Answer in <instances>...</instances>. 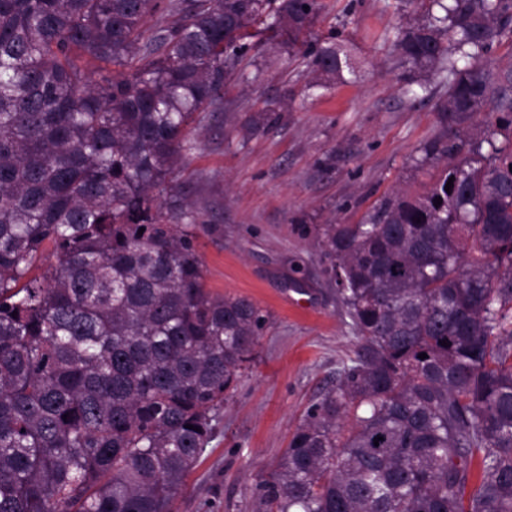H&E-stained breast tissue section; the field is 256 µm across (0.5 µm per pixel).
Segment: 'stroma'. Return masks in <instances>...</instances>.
<instances>
[{"label": "stroma", "mask_w": 512, "mask_h": 512, "mask_svg": "<svg viewBox=\"0 0 512 512\" xmlns=\"http://www.w3.org/2000/svg\"><path fill=\"white\" fill-rule=\"evenodd\" d=\"M423 12L416 0H320L307 38L339 32L354 65L346 83L306 90L304 60L264 42L225 84L223 111L195 116L178 183L199 211L205 285L249 298L267 322L174 512H256L257 483L353 354L316 228L359 223L384 197L431 179L418 160L441 131L443 90L410 93L391 48L399 21ZM269 107L280 113L266 123Z\"/></svg>", "instance_id": "obj_1"}]
</instances>
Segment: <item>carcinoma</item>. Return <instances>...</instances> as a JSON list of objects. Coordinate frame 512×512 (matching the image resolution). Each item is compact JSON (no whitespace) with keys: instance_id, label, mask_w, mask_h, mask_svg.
<instances>
[{"instance_id":"obj_1","label":"carcinoma","mask_w":512,"mask_h":512,"mask_svg":"<svg viewBox=\"0 0 512 512\" xmlns=\"http://www.w3.org/2000/svg\"><path fill=\"white\" fill-rule=\"evenodd\" d=\"M429 3L393 48L446 88L437 173L321 228L356 348L258 512H512V0ZM318 11L0 0V512H173L266 323L205 287L176 173L253 38ZM300 54L353 72L336 35Z\"/></svg>"}]
</instances>
